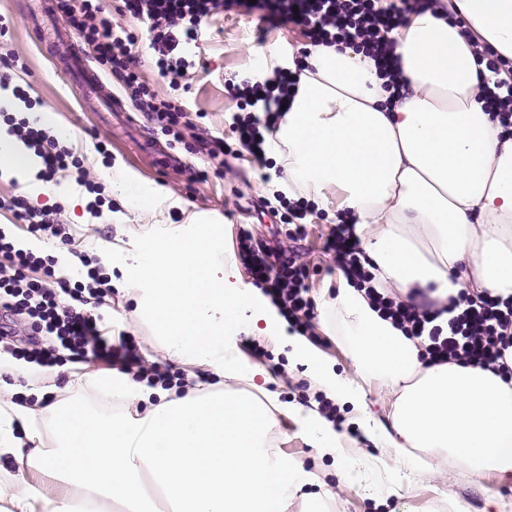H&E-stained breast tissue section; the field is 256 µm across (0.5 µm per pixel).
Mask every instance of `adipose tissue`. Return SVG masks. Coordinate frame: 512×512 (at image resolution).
I'll list each match as a JSON object with an SVG mask.
<instances>
[{"label":"adipose tissue","mask_w":512,"mask_h":512,"mask_svg":"<svg viewBox=\"0 0 512 512\" xmlns=\"http://www.w3.org/2000/svg\"><path fill=\"white\" fill-rule=\"evenodd\" d=\"M464 17L512 60V0H461ZM393 35L406 92L390 104L375 63L349 49L320 48L266 145L288 158V186L317 201L330 186L375 267L379 287L449 298L466 291L512 296V134L482 97L473 47L460 27L424 12ZM38 159L0 127V173L37 197ZM113 195L131 211L165 198L122 164L107 170ZM112 266L167 359L209 370L212 389L176 393L101 370L78 378L73 395L41 408L0 401V456L71 479L82 493L27 477L0 476L9 512H156L152 490L170 512H287L315 476L270 446L275 413L298 417L320 454L334 452L332 423L259 399L255 371L239 362L245 329L285 342L329 398L352 404L355 424L397 470L441 474L453 461L473 479L512 473V378L454 363L427 367L415 343L384 320L362 292L339 288L333 304L353 370L340 375L260 289L235 280L218 224H157ZM395 393L392 424L366 412L362 381ZM116 399L113 411L91 400Z\"/></svg>","instance_id":"adipose-tissue-1"}]
</instances>
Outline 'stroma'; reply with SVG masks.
I'll use <instances>...</instances> for the list:
<instances>
[{"instance_id":"35a3bbf8","label":"stroma","mask_w":512,"mask_h":512,"mask_svg":"<svg viewBox=\"0 0 512 512\" xmlns=\"http://www.w3.org/2000/svg\"><path fill=\"white\" fill-rule=\"evenodd\" d=\"M116 6V0H103L114 30L135 33L139 72L159 96L169 97L170 89L155 68L145 30L117 12ZM0 17L8 26L7 35L0 38V54L17 53L23 62L13 76V86L24 91L34 109L56 113L74 129L73 146L91 174L100 176L107 162H118L145 184L162 189L166 197L165 204L151 213H129L116 200L94 218L87 211L88 193L73 178L48 183L36 202L61 205L63 220L76 231L68 245L72 254L102 257L112 253L114 246H127L133 235L152 225L186 224L194 219L223 226L224 254L229 258L235 255V234L242 224L252 225L255 234L268 244L284 241L282 223L261 207L262 200L271 198L272 190L261 181L255 164L229 128L227 116L237 107L224 83L232 77H249L258 60H265L270 67L281 64L301 43L296 32L281 29L263 37L254 18L223 14L211 21L201 41L189 45L188 51L196 55L199 65L189 91L176 97L188 113L197 114L198 128L223 137L226 163L218 169L197 154L192 137L177 142L152 129L116 79L104 78L106 97L77 96L74 87L83 74L82 67L92 64L93 58L87 46H78L72 53L59 45L57 35L68 31L69 25L56 0H0ZM76 55L82 67L74 66ZM100 144L106 146V154L97 152ZM201 171L207 172L206 180H198ZM302 260L319 277L314 293L316 331L328 342L320 353L336 372L351 373V356L336 334V310L330 305L341 278L326 273L328 260L315 241H308ZM113 297L114 306L102 307L101 314L114 332L129 336L146 361H165L151 326L137 319L127 290L115 288ZM259 342L284 372L283 377L265 383V391L276 394L283 403L301 404L314 396L316 386L306 377L304 367L291 361L287 347L265 336ZM338 412L344 423L335 454L319 455L292 416L276 415L270 436L275 448L314 473L315 489L331 491L326 512H512V474L493 475L475 483L452 465L441 478L423 471L410 474L388 468L375 459L374 445L366 435H350L355 419L352 406H339Z\"/></svg>"}]
</instances>
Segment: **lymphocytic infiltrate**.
<instances>
[{
	"label": "lymphocytic infiltrate",
	"mask_w": 512,
	"mask_h": 512,
	"mask_svg": "<svg viewBox=\"0 0 512 512\" xmlns=\"http://www.w3.org/2000/svg\"><path fill=\"white\" fill-rule=\"evenodd\" d=\"M120 12L143 25L154 52L159 74L168 78L170 90L184 87L195 72L186 54L198 30L224 12L254 16L269 29L292 28L302 39L301 54L312 48L341 45L374 58L391 97H399L404 86L392 37L405 15L431 12L450 19L454 13L446 0H120ZM70 27L95 54L97 61L115 76L137 111L164 134L181 139L192 129L187 112L173 100L159 98L135 65L134 33L115 34L100 0H57ZM486 68L493 73L486 87L487 102L503 128L512 130V62L478 48ZM302 67L273 68L264 82L228 83L232 99L243 100L246 114L235 115L234 130L241 147L258 168H267L264 145L273 137L282 119L283 107L297 93ZM0 124L7 125L25 147L40 158L39 179L74 175L78 185L93 194L87 205L98 215L102 185L75 155L47 128L4 111ZM271 215L288 214L287 238L297 243L317 235L322 252L331 259L328 272H341L347 283L364 290L368 302L404 336L422 342V361L427 365L455 363L498 372L512 371L505 353L512 348V298L472 297L461 294L445 300L419 293L408 300L384 294L374 285L353 227L345 223L315 225L310 212L285 194H275ZM61 206L35 207L18 196H0V212L11 214L34 237L61 243L73 239L72 225L63 223ZM236 258L294 331L314 336L313 281L306 264L297 262L280 246L257 241L251 228L240 227L236 236ZM83 274L76 278L57 275L52 256H38L16 248L0 231V309L11 320L0 324V342L18 334L15 318H22L29 349L7 347L6 352L42 367L64 362L106 365L135 380L172 384L175 375L161 363H145L137 346L127 336L113 335L98 310L112 300V279L98 257L81 254ZM447 317V326L438 318Z\"/></svg>",
	"instance_id": "lymphocytic-infiltrate-1"
}]
</instances>
